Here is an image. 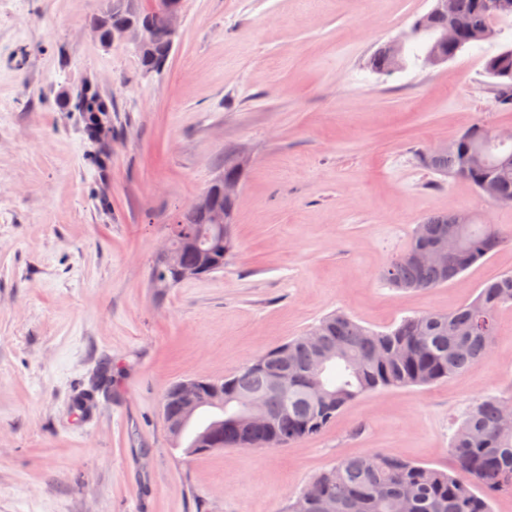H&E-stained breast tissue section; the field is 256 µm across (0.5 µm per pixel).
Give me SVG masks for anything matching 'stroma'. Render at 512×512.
Here are the masks:
<instances>
[{"instance_id":"obj_1","label":"stroma","mask_w":512,"mask_h":512,"mask_svg":"<svg viewBox=\"0 0 512 512\" xmlns=\"http://www.w3.org/2000/svg\"><path fill=\"white\" fill-rule=\"evenodd\" d=\"M105 0H0V512H281L342 455L390 451L453 472L469 406L512 393V306L489 357L453 379L346 406L284 448L188 456L162 398L222 378L343 311L383 331L512 273V206L418 155L480 124L512 128L479 43L433 69L367 65L431 0H183L165 66L90 31ZM94 87L111 133L71 100ZM250 162L223 271L151 281L176 215L225 157ZM434 211L509 241L447 285L380 277ZM109 393H90L101 364Z\"/></svg>"}]
</instances>
